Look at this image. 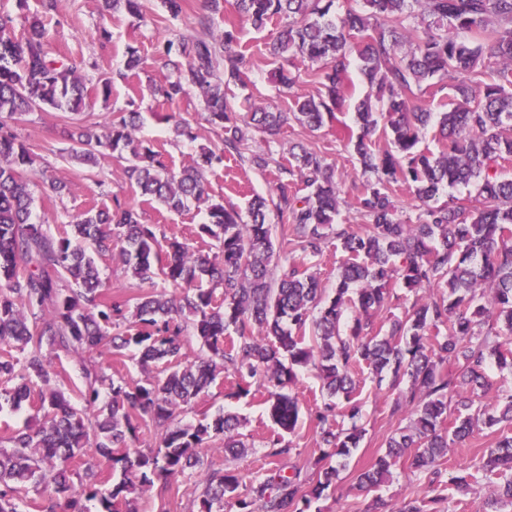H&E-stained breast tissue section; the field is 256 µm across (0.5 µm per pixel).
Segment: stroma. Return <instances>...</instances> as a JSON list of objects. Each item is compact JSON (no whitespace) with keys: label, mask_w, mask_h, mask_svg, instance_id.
Instances as JSON below:
<instances>
[{"label":"stroma","mask_w":512,"mask_h":512,"mask_svg":"<svg viewBox=\"0 0 512 512\" xmlns=\"http://www.w3.org/2000/svg\"><path fill=\"white\" fill-rule=\"evenodd\" d=\"M146 5L147 20L143 23L135 21L122 10L100 16L98 0H58L56 9L52 11L45 10L42 0H0V12L11 15L19 26L23 25L25 17L39 16L50 32L54 55L85 60L83 74L88 87H95L99 78H111L109 98L94 94L89 97L93 121L109 125L113 116L126 108L128 101H136L144 115L140 137L152 142L167 168L177 170L191 161L198 145L217 142L218 137L204 119V107L198 95L188 94L173 105L165 104L154 95V83L167 73L159 45L177 35H192L198 16L206 12V2L187 0L185 14L176 21L166 19L158 0H147ZM277 28L274 22L261 30L248 24L242 27L240 48L252 66L246 88L234 91L232 104L237 112H248L253 104L271 111L289 104L287 89L272 80L276 65L267 58L265 50L266 42ZM131 45L138 48L144 64L141 70L128 75L124 69L127 48ZM171 112L179 113L190 124L193 138L175 133L173 124L165 120L166 114ZM14 127L31 151L48 164L43 179L33 188L31 220L34 223L49 225L54 232L61 230L73 216L88 208L111 206L116 195L136 204L146 223L162 225L170 236L192 238L196 225L206 220V207L202 204L194 203L176 212L156 203L138 202L122 166L112 159H103L97 167L90 169L67 162L64 154L71 143L66 137L68 124L60 112H30L19 116ZM299 144L315 149L334 165L342 198L353 200L362 175L352 144L337 137L334 128L325 127L312 133L293 123L280 135L278 158H287L289 148ZM54 181L71 184V192L56 195L50 189ZM206 181L211 201L241 209L253 194H268L275 184V176L272 171H261L249 164L230 160L208 171ZM52 362L55 368L64 372L58 383L59 390L77 407L83 404L79 390L84 381V363H95L106 374L122 377L133 385L164 375L167 370L163 363L141 369L133 356L119 359L102 348L82 354L59 351L53 353ZM227 385V376L219 375L196 401L193 410L182 414L181 419L186 423L193 422L205 415L215 416L223 409L239 415L244 421L241 432L251 445L247 458L239 465L251 473L259 470L262 444L275 426L269 418L266 404L260 399H225ZM321 387L315 371H301L297 388L304 417L296 432L289 437L293 450L281 460L283 470H290L296 464L313 466L322 454L309 419L311 410L322 398ZM392 397L388 388L376 387L367 379L360 381L361 422L366 435L360 447L347 459L335 489L330 490L328 498L319 501L322 512H364L370 498L356 489V476L373 463L378 452L384 450L388 438L407 424L403 417L391 415ZM490 440L489 432L482 430L464 443L450 445L442 465L445 478L475 473Z\"/></svg>","instance_id":"35a3bbf8"}]
</instances>
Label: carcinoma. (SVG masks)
<instances>
[{"mask_svg": "<svg viewBox=\"0 0 512 512\" xmlns=\"http://www.w3.org/2000/svg\"><path fill=\"white\" fill-rule=\"evenodd\" d=\"M336 12V0H235L237 20L224 16V0H207L188 39L168 40L162 54L170 74L154 85L169 104L194 92L218 145L201 144L187 166L175 171L154 146L139 139L141 113L131 100L108 131L84 119V62L51 52L47 31L25 18L16 35L14 19L0 13V117L53 109L72 120L68 161L85 167L112 154L146 202L179 211L208 198L206 173L237 157L259 170L276 164L273 193L257 195L246 211L222 203L207 206V221L195 237L212 240L204 254L186 241L160 235L135 207L118 198L110 208L74 217L54 234L30 222L37 179L27 143L0 120V410L33 404L42 422L0 445V512H138L148 490L195 478L197 512H311L328 497L340 469L359 447L364 429L339 427L345 411L360 413L356 375L396 391L391 415L408 424L386 442V450L357 476L368 494L408 461L407 469L440 483L448 442L463 443L480 427L498 436L481 467L490 493L476 512L512 506V387L502 385L483 400L494 364L512 374V0H359ZM119 7L140 21L144 0H101V11ZM281 22L266 44L279 61L300 57L319 66L323 90L291 94L275 112L257 108L239 118L227 97L230 86L247 85L249 60L235 50L238 25L261 29ZM357 49L359 71L376 89L355 105L358 135L346 125L336 134L354 141L363 174L353 207L365 224L354 231L337 222L341 199L332 166L304 146L288 164L273 157L281 130L295 121L311 131L338 121L347 101L349 55ZM488 60L499 65L490 83L465 80ZM439 87L452 91L443 111L418 104ZM266 135L254 150L247 129ZM435 128L436 149L419 148ZM379 135L390 149L376 151ZM303 184L297 189V184ZM474 186V199L451 197L432 205L440 192ZM408 189L422 203L416 220L398 217L393 197ZM275 209L289 232L293 257L280 254ZM329 239L343 253L331 298L322 297L310 272ZM124 243L122 262L140 281L156 276L174 288L137 294L117 302L105 291L92 251L112 252ZM384 331L375 316L392 300H408ZM352 312L348 331L341 330ZM201 340L209 355L193 361L187 337ZM106 346L116 356L134 352L139 364L175 361L176 369L144 385H130L95 368H83L85 406L72 405L57 389L60 377L51 353ZM453 362L450 371L446 364ZM311 368L322 383V401L310 414L320 446L318 471L286 475L279 459L292 447L283 433L301 417L299 372ZM222 370H230L228 396L259 395L281 433L266 442L268 472L243 482L240 470L210 469L200 449L214 439L236 459L248 455L237 415L183 424L179 412L196 402ZM165 431L161 444L144 452L132 446L140 426ZM105 460L121 478L102 490ZM34 491L41 501L27 498ZM440 498L425 492L390 508L372 499L370 512H440Z\"/></svg>", "mask_w": 512, "mask_h": 512, "instance_id": "carcinoma-1", "label": "carcinoma"}]
</instances>
